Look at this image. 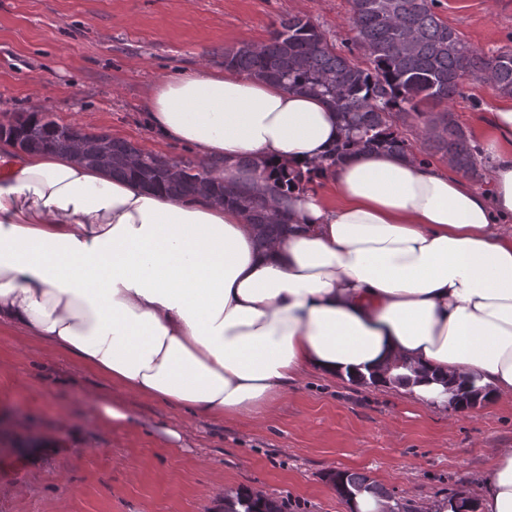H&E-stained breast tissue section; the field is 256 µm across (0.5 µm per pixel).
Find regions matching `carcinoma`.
<instances>
[{
	"mask_svg": "<svg viewBox=\"0 0 512 512\" xmlns=\"http://www.w3.org/2000/svg\"><path fill=\"white\" fill-rule=\"evenodd\" d=\"M434 0H352V22L356 44L367 65L361 66L336 50L325 32L308 17L290 14L272 27L265 42L224 49V67L277 83L285 89L323 99L335 111L345 131V141L330 164L338 165L350 149L387 151L405 157L410 148L400 135L397 122L414 113L422 116L419 104H446L459 94L463 79L493 82L503 96L512 97V49L502 48L489 56L470 46L434 11ZM81 137L79 127L69 128L53 120L24 119L5 129L7 140L35 139L41 151L66 154L71 151L68 130ZM426 143L460 172L480 176V150L472 135L452 118L449 110L426 123ZM218 162H178L174 175L165 157L145 152L130 141L112 139V174L139 183L150 182L157 193L187 200L223 197V202L240 209L256 226L259 242L279 235L288 217L276 213L274 196L293 186L313 181L315 172L280 174L269 184L270 194L259 195L247 185L228 191L216 176ZM458 395L453 409L474 408L485 398L484 389L466 379H448ZM343 490L351 499L367 492L377 498H392L391 492L358 472L339 473ZM286 512L285 505L269 500L260 505L248 495L237 504H224V512Z\"/></svg>",
	"mask_w": 512,
	"mask_h": 512,
	"instance_id": "1",
	"label": "carcinoma"
}]
</instances>
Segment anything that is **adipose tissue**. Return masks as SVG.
Masks as SVG:
<instances>
[{
	"mask_svg": "<svg viewBox=\"0 0 512 512\" xmlns=\"http://www.w3.org/2000/svg\"><path fill=\"white\" fill-rule=\"evenodd\" d=\"M159 142L225 160V185L317 166L286 234L213 199L172 198L73 155L0 145V324L112 386L208 416L265 415L301 374L391 386L436 407L445 378L512 399V102L492 109L490 190L419 156L353 150L319 97L232 70L161 78ZM257 166L239 168L241 159ZM477 512H512V448L492 454Z\"/></svg>",
	"mask_w": 512,
	"mask_h": 512,
	"instance_id": "ef3b65f1",
	"label": "adipose tissue"
}]
</instances>
